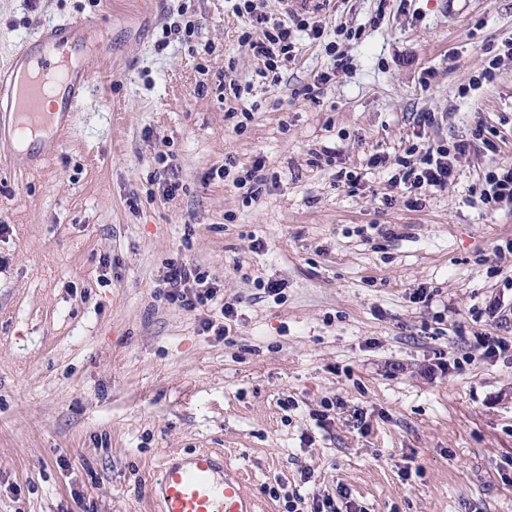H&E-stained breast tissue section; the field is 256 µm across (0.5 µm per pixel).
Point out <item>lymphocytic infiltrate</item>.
Segmentation results:
<instances>
[{
    "mask_svg": "<svg viewBox=\"0 0 512 512\" xmlns=\"http://www.w3.org/2000/svg\"><path fill=\"white\" fill-rule=\"evenodd\" d=\"M234 12L248 21L242 38L249 45L254 57L261 60L259 72L262 79L278 82L281 62L291 60L295 51V33L309 30L312 39H321L325 27L322 21H312L299 15L276 22L255 14L252 0H236ZM437 122L434 113L418 112L413 117L415 140L399 159L398 168L388 180L390 188L405 192L407 204L413 208L423 205L422 195L441 191L455 180L460 159L466 157L471 148L483 146L489 152H497L499 145L491 138V126L477 123L471 138L453 143H427L424 140L427 128ZM479 201L487 209L498 210L512 206V163L498 165L478 175ZM158 286L171 305L189 312L201 313V333L227 337L238 321L240 314L236 304L218 303L221 284L202 266L190 261L175 259L167 263ZM218 308V315H210V308ZM347 488H338L336 496L312 494L304 496L299 491L285 492L287 512H358L349 499Z\"/></svg>",
    "mask_w": 512,
    "mask_h": 512,
    "instance_id": "lymphocytic-infiltrate-1",
    "label": "lymphocytic infiltrate"
}]
</instances>
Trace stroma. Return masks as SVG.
<instances>
[{"mask_svg": "<svg viewBox=\"0 0 512 512\" xmlns=\"http://www.w3.org/2000/svg\"><path fill=\"white\" fill-rule=\"evenodd\" d=\"M332 2L317 10L322 41L297 33L273 85L228 0H0V66L37 26L80 17L104 47L56 153L31 170L0 161V512H72L76 493L84 512H154L159 461L198 448L223 453L264 512H285L272 491L304 470L363 512H512V361L470 348L498 324L512 338V254H494L512 208L484 210L473 191L512 162V60L468 87L487 44L512 38V0ZM329 41L351 64L314 104L298 90L331 66ZM226 74L250 92L221 99ZM416 112L437 113L431 142L469 138L482 118L502 137L418 209L387 188ZM374 153L385 167L367 168ZM161 154L178 163L171 197ZM258 156L278 177L258 199L210 176L227 162L242 176ZM371 224L397 239L362 241ZM176 258L237 302L228 338L160 295ZM257 277L283 282L280 299ZM422 285L431 305L411 299ZM495 299L501 313H485ZM440 357L447 372L425 377ZM337 396L346 409L317 428Z\"/></svg>", "mask_w": 512, "mask_h": 512, "instance_id": "1", "label": "stroma"}]
</instances>
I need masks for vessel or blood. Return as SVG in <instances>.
<instances>
[{
    "instance_id": "obj_1",
    "label": "vessel or blood",
    "mask_w": 512,
    "mask_h": 512,
    "mask_svg": "<svg viewBox=\"0 0 512 512\" xmlns=\"http://www.w3.org/2000/svg\"><path fill=\"white\" fill-rule=\"evenodd\" d=\"M89 20L43 28L0 69V156L25 148L28 157L55 150L87 89L89 58L99 52L88 41ZM58 104L45 110L47 96ZM158 512H260L242 476L223 454L201 448L168 456L151 485Z\"/></svg>"
}]
</instances>
